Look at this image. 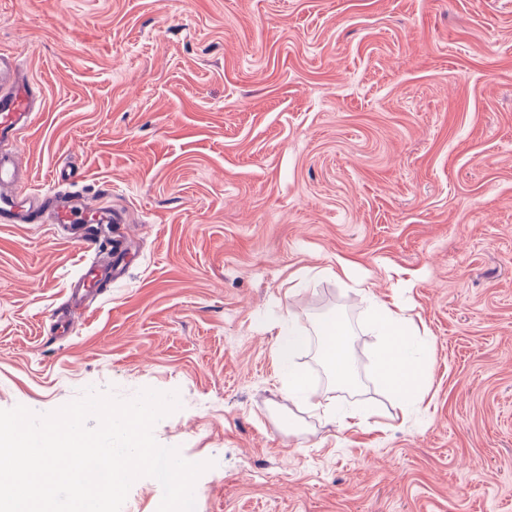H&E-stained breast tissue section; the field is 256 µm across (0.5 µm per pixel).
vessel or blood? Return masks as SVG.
I'll return each instance as SVG.
<instances>
[{
    "label": "vessel or blood",
    "mask_w": 512,
    "mask_h": 512,
    "mask_svg": "<svg viewBox=\"0 0 512 512\" xmlns=\"http://www.w3.org/2000/svg\"><path fill=\"white\" fill-rule=\"evenodd\" d=\"M41 89L25 72L23 60L0 52V224H60L70 228L75 242L98 251H112L113 245L85 232L87 213L98 223H123L122 213L112 206L77 205L58 186L69 180L64 169L53 173L54 188L33 191L19 179L23 158L18 143L40 116ZM111 266H88L73 285L71 302L82 304L87 289L111 281Z\"/></svg>",
    "instance_id": "vessel-or-blood-1"
}]
</instances>
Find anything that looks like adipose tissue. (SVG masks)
<instances>
[{"mask_svg":"<svg viewBox=\"0 0 512 512\" xmlns=\"http://www.w3.org/2000/svg\"><path fill=\"white\" fill-rule=\"evenodd\" d=\"M373 326L380 338L377 379L398 400L400 409L408 410L420 398L427 381L424 363L413 352L412 325L406 318L379 308L374 312ZM318 333L322 339L323 358L334 370L337 384L353 385L355 377L347 352L346 336L335 317L323 319ZM307 342L308 338L301 329L284 326L274 344L273 353L286 379L287 396L294 402H310L314 394L306 375L296 363L299 352Z\"/></svg>","mask_w":512,"mask_h":512,"instance_id":"obj_1","label":"adipose tissue"}]
</instances>
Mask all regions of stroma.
<instances>
[{
	"instance_id": "1",
	"label": "stroma",
	"mask_w": 512,
	"mask_h": 512,
	"mask_svg": "<svg viewBox=\"0 0 512 512\" xmlns=\"http://www.w3.org/2000/svg\"><path fill=\"white\" fill-rule=\"evenodd\" d=\"M0 50L44 96L27 184L128 216L76 311L94 251L0 224V409L177 392L153 434L208 463L197 512H512V0H0ZM380 306L427 344L406 415ZM326 315L356 384L298 362L349 429L276 373ZM307 343L308 336L288 322V327L281 326L274 344V357L284 373L288 399L293 402L309 403L315 393L296 363L297 355ZM316 408H322V414L325 418L326 422H339L343 424L345 427H351L355 424L350 423L351 420H362L366 416V412L364 409L352 406V407H338L335 404L328 403L322 405L318 403L315 405ZM358 421V422H360Z\"/></svg>"
}]
</instances>
